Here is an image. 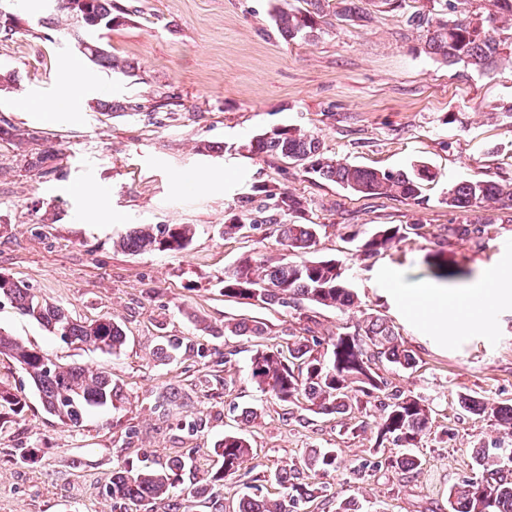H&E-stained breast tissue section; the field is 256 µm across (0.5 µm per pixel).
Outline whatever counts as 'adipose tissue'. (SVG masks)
Instances as JSON below:
<instances>
[{
    "label": "adipose tissue",
    "mask_w": 512,
    "mask_h": 512,
    "mask_svg": "<svg viewBox=\"0 0 512 512\" xmlns=\"http://www.w3.org/2000/svg\"><path fill=\"white\" fill-rule=\"evenodd\" d=\"M382 281L402 302L405 315H419L422 322L443 334L451 329L458 333L467 331V321L458 316L461 309L512 301V275L505 273L483 276L454 293L434 287L410 291L401 287L398 274L392 271L385 272Z\"/></svg>",
    "instance_id": "1"
}]
</instances>
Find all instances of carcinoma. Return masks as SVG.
Masks as SVG:
<instances>
[{
	"mask_svg": "<svg viewBox=\"0 0 512 512\" xmlns=\"http://www.w3.org/2000/svg\"><path fill=\"white\" fill-rule=\"evenodd\" d=\"M59 11L68 13V5L79 6L82 32L79 39L82 54L94 64L116 74L130 75L132 65L121 59L100 42V32L120 26L116 19H126L128 11L114 0H59ZM308 7H296L286 2L275 8L274 25L285 39L310 37L320 30L329 0H303ZM339 15L346 20H361L366 15L358 0H340ZM495 16L475 20L457 15V6L443 3L438 13H418L411 22L426 29V50L446 63H463L481 72L490 73L503 54L509 37L503 36L500 23L512 21V0H494ZM34 136L10 123L0 126V140L13 144L21 151L24 165L40 177L61 176L60 152L53 147L34 151L28 148ZM239 149L256 156L288 160L309 166L319 177L365 196H391L417 205L422 203L423 187L434 182L438 173L425 164L408 171L363 167L324 155L315 135L298 128H279L255 135ZM262 196L261 210L268 213L266 222L279 227L280 243L296 253V260L267 264L254 257L240 259L221 279L224 296L253 301L262 305L283 307L302 301L336 308L351 309L355 296L344 276V270L334 259H318L312 250L320 237L322 225L300 222L305 216L304 201L275 186L256 188ZM512 198V188L483 180L477 176L457 182L448 191L445 203L463 212H472L497 196ZM253 198L243 196L240 215L224 225V234L233 235L245 226L243 216L251 211ZM491 217H479L469 224H450L444 236L480 239ZM414 234L420 235V225H378L370 231L353 230L348 239L357 242L358 251L371 256ZM195 235L191 224H141L113 242L131 252H171L186 249ZM428 274L443 281L460 282L472 277V272L448 261L441 250L426 256ZM6 301L21 314L28 316L50 333L70 343L87 344L114 354L125 344L123 329L110 318L77 321L61 308L42 301L21 282L0 273V302ZM224 334L260 339L263 323L241 319L224 325ZM327 346L329 352L321 353ZM0 354L11 358L26 374L42 407L62 424L78 426L92 407L114 405L119 394L110 375L100 369L80 366H56L46 371V357L36 348L0 330ZM387 362L399 369L416 367L412 350L398 339L393 326L377 316H369L352 331H342L324 341L316 336H300L288 346L256 345L250 357V375L257 388L285 404L299 399L309 403L316 414H352L370 401L379 402L383 416L377 438L404 449L388 460L387 465L411 472L421 466L412 449L419 447L431 422V409L417 394L390 386L371 367L373 361ZM466 412L486 413L512 424V405L490 403L480 397H459ZM22 399L0 386V408L17 411ZM221 458L218 479L234 476L251 456L250 441L240 433L224 435L215 446ZM512 459V444L496 442L490 448L475 449L474 461L482 469L479 479H464L448 488V512H512V470L505 468ZM315 471L336 469L338 453L333 448H315L308 458ZM185 462L179 458L160 469H137L128 464L112 474L111 493L114 497L151 503L167 498L175 487ZM279 485L286 496L270 502L260 497H248L239 502L238 512H298L300 505L318 498L315 490L297 483L293 477L280 473Z\"/></svg>",
	"mask_w": 512,
	"mask_h": 512,
	"instance_id": "carcinoma-1",
	"label": "carcinoma"
}]
</instances>
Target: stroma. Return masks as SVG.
<instances>
[{"label": "stroma", "mask_w": 512, "mask_h": 512, "mask_svg": "<svg viewBox=\"0 0 512 512\" xmlns=\"http://www.w3.org/2000/svg\"><path fill=\"white\" fill-rule=\"evenodd\" d=\"M118 2L130 15L101 40L133 65L129 76L83 58L69 18L55 16L50 0H11L23 24L0 33V69L17 78L0 90V125L34 132L33 147L59 149L65 172L35 176L0 141V273L75 319L112 318L127 336L119 353L105 355L0 304L1 329L57 363L105 369L123 395L117 408L65 426L0 355V385L27 400L22 414L0 413V512H236L247 494L280 498L274 475L283 469L329 491L301 512H336L340 498L361 512H448V487L481 475L473 449L507 433L495 419L460 409L458 398L512 404V304L468 315L467 333L440 344L403 314L381 275L397 270L408 283L430 284L424 259L438 249L478 276L512 271V209L503 202L480 209L492 219L481 240L439 238L443 226L468 219L443 202L453 184L477 176L512 186V60L481 75L427 54L425 30L407 18L434 0H404L397 11L384 0H360L367 21L330 13L316 37L289 41L272 20L277 0ZM45 17L51 27L38 26ZM65 81L74 87L71 110L48 117L42 105ZM166 96L172 110L156 111ZM99 100L125 109L95 111ZM285 127L317 135L326 156L392 170L425 161L439 179L417 205L349 192L298 163L240 151L253 135ZM203 141L217 152L198 153ZM262 185L301 197L306 219L325 225L314 255L342 265L356 295L351 310L258 306L223 295L219 282L241 257H290L274 225L223 232L239 197ZM88 190L101 194L111 220L87 219ZM139 224H191L196 234L175 253L114 247ZM380 224H417L421 233L359 258L347 229ZM369 316L393 325L418 359L416 371L381 363L378 373L432 410L431 430L415 450L421 466L409 474L376 466L397 453L377 440L379 406L348 416L287 407L251 382L253 340L222 333L227 321L257 320L267 329L263 344L279 346L304 327L328 338ZM201 320L216 335L198 331ZM167 338L183 346L164 361L156 349ZM243 408L257 413L246 427ZM239 430L252 458L234 477L216 480L215 445ZM15 448L33 449L34 460L17 462ZM315 448L337 449L338 468L309 470ZM174 457L186 466L168 500L112 498V473L125 463L158 468Z\"/></svg>", "instance_id": "stroma-1"}]
</instances>
